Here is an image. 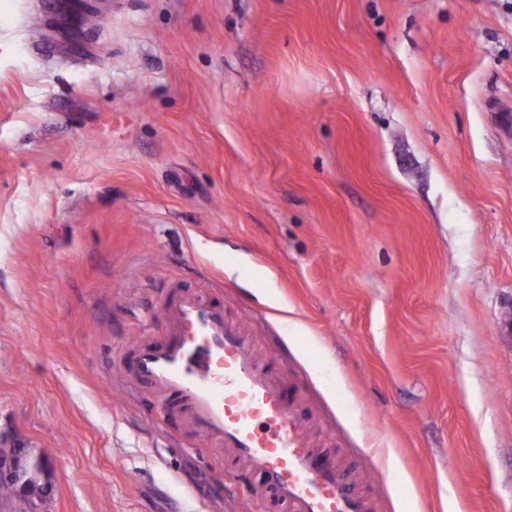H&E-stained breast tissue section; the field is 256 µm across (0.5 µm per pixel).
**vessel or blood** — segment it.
I'll use <instances>...</instances> for the list:
<instances>
[{
	"instance_id": "vessel-or-blood-1",
	"label": "vessel or blood",
	"mask_w": 512,
	"mask_h": 512,
	"mask_svg": "<svg viewBox=\"0 0 512 512\" xmlns=\"http://www.w3.org/2000/svg\"><path fill=\"white\" fill-rule=\"evenodd\" d=\"M164 342L137 343L127 370L194 437L220 442L233 472L259 477L289 512H372L336 462L315 448L274 360L257 359L224 304L205 294L165 303Z\"/></svg>"
}]
</instances>
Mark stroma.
Returning a JSON list of instances; mask_svg holds the SVG:
<instances>
[{
    "label": "stroma",
    "instance_id": "35a3bbf8",
    "mask_svg": "<svg viewBox=\"0 0 512 512\" xmlns=\"http://www.w3.org/2000/svg\"><path fill=\"white\" fill-rule=\"evenodd\" d=\"M0 0V442L43 512H266L122 370L208 291L374 512H512V0Z\"/></svg>",
    "mask_w": 512,
    "mask_h": 512
}]
</instances>
